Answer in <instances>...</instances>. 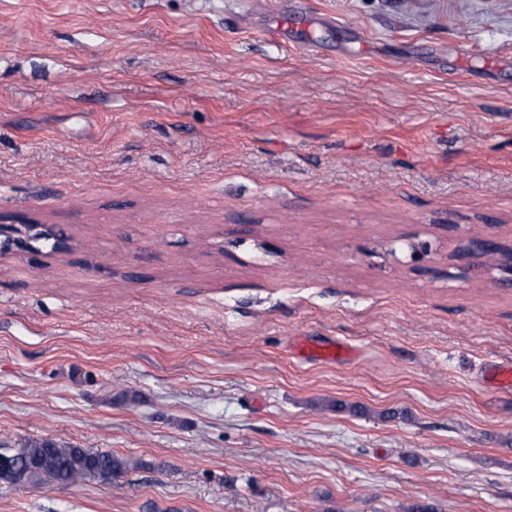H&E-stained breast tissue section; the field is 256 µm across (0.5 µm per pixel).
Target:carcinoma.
I'll return each mask as SVG.
<instances>
[{"label":"carcinoma","mask_w":512,"mask_h":512,"mask_svg":"<svg viewBox=\"0 0 512 512\" xmlns=\"http://www.w3.org/2000/svg\"><path fill=\"white\" fill-rule=\"evenodd\" d=\"M12 460L9 476L14 485L75 484L86 477L111 480L122 476L127 461L109 451H90L48 438L23 437L5 448Z\"/></svg>","instance_id":"cac0c4a2"}]
</instances>
